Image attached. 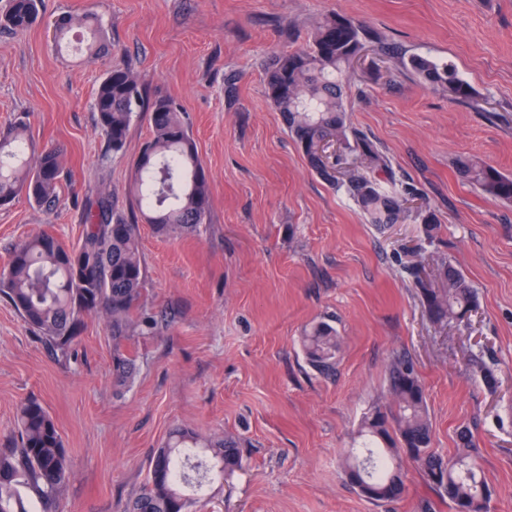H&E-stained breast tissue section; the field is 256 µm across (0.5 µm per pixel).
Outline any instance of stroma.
Returning a JSON list of instances; mask_svg holds the SVG:
<instances>
[{
  "instance_id": "1",
  "label": "stroma",
  "mask_w": 512,
  "mask_h": 512,
  "mask_svg": "<svg viewBox=\"0 0 512 512\" xmlns=\"http://www.w3.org/2000/svg\"><path fill=\"white\" fill-rule=\"evenodd\" d=\"M42 9L45 24L0 28V129L22 121L37 147H63L64 172L54 206L20 196L0 207V270L34 234L75 245L83 202L97 193L139 221L132 164L152 127L137 114L124 152H108L93 102L113 66L131 67L149 100L181 106L211 197L195 232L164 237L141 223L142 302L169 322L125 340L138 369L125 388L113 383L104 319H87L60 361L0 300V448L19 404L35 397L72 463L60 512H124L178 428L242 439L245 468L213 485L197 512H455L415 463L392 503L367 499L344 473L364 413L388 405L389 363L405 355L425 389L434 451L454 454L469 429L490 512H512V206L455 170L474 155L512 176V0H42ZM88 11L106 50H76L82 28L56 46L50 22ZM331 14L376 36L347 71L349 121L415 188L400 221L382 229L309 169L266 95L270 56L302 46ZM412 55L452 63L472 100L406 71ZM430 211L440 224L432 241ZM411 262L419 277L406 272ZM448 262L478 297L451 325L432 320L417 284H438ZM320 322L339 340L329 378L301 344Z\"/></svg>"
}]
</instances>
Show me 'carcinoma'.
<instances>
[{"label": "carcinoma", "mask_w": 512, "mask_h": 512, "mask_svg": "<svg viewBox=\"0 0 512 512\" xmlns=\"http://www.w3.org/2000/svg\"><path fill=\"white\" fill-rule=\"evenodd\" d=\"M41 0H11L0 26L28 30L39 22ZM95 31L93 14L57 18L55 38L74 26ZM363 23L336 14L317 21L305 46L270 57L265 67L267 95L280 112L288 134L306 157L309 168L327 185L345 190L379 227L395 224L410 189H395L389 159L368 137L346 122V68L372 41ZM404 67L424 83L438 87L460 102L472 98V87L447 62L412 55ZM97 126L107 150L124 152L134 117L150 113L153 135L134 162L140 185L139 206L146 223L159 234H182L205 222L210 191L196 143L170 100L146 101L143 85L126 66L110 69L95 91ZM329 136L362 158L364 167L341 175L326 168L309 147ZM29 133L18 123L0 130V206L24 195L37 205L56 201L64 168V150L51 146L28 156ZM459 177L489 200L512 206V177L476 157L457 161ZM444 287L417 283L430 317L436 323L460 322L477 307L474 289L453 265L442 269ZM144 267L140 227L112 209L100 193L85 204V228L78 244L64 246L48 233L29 237L13 250L0 272V298L9 303L56 357H68L84 329V319L104 314L112 328V374L123 387L136 374L123 341L130 330L151 332L158 317L140 308ZM308 364L322 375L333 372L338 339L328 323L314 325L303 342ZM392 407L364 416L360 447L351 449L345 472L350 484L362 482L368 499L387 502L405 490L404 459L418 465L426 481L454 505L455 512H487L491 490L466 431L459 434L462 450L445 458L433 451V428L426 395L411 362L396 358L388 371ZM243 467L238 439L201 440L188 430L169 434L150 461V478L126 512H189L190 493H201L224 475ZM71 475L70 458L58 428L42 402L30 398L20 405L10 446L0 448V512H57L58 498Z\"/></svg>", "instance_id": "obj_1"}]
</instances>
